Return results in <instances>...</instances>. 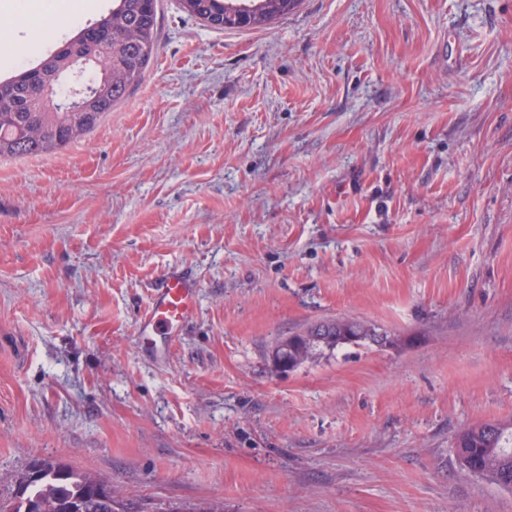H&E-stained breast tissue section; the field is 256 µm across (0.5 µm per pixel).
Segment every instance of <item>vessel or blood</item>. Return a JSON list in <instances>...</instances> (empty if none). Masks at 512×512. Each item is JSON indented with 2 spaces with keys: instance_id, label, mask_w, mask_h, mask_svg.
<instances>
[{
  "instance_id": "obj_1",
  "label": "vessel or blood",
  "mask_w": 512,
  "mask_h": 512,
  "mask_svg": "<svg viewBox=\"0 0 512 512\" xmlns=\"http://www.w3.org/2000/svg\"><path fill=\"white\" fill-rule=\"evenodd\" d=\"M196 305L195 281L181 270H167L153 289L150 305L140 319V331L147 336H174Z\"/></svg>"
}]
</instances>
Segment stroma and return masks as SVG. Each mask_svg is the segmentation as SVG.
I'll return each instance as SVG.
<instances>
[{
  "label": "stroma",
  "instance_id": "obj_1",
  "mask_svg": "<svg viewBox=\"0 0 512 512\" xmlns=\"http://www.w3.org/2000/svg\"><path fill=\"white\" fill-rule=\"evenodd\" d=\"M196 311L150 353L168 269ZM351 318L399 338L279 372ZM512 418V0H300L216 31L160 0L142 82L0 160V499L36 459L141 512H512L460 469ZM347 320L322 321L311 325L294 336H289L282 340L273 351L272 358L274 364L281 369H293L309 360L317 358L324 354L325 351H334L343 344L354 343L358 345L362 342H367L379 346L378 342L369 337L349 339L343 336H388L387 333H380L374 326L367 323L365 324L367 326L366 330L359 334V331L352 329ZM330 336L335 337L331 338ZM397 341L398 339H396L395 343L394 339L390 337L388 345L383 346H394L397 344Z\"/></svg>",
  "mask_w": 512,
  "mask_h": 512
}]
</instances>
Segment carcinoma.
Listing matches in <instances>:
<instances>
[{"label": "carcinoma", "mask_w": 512, "mask_h": 512, "mask_svg": "<svg viewBox=\"0 0 512 512\" xmlns=\"http://www.w3.org/2000/svg\"><path fill=\"white\" fill-rule=\"evenodd\" d=\"M299 0H180L183 12L214 30L261 28L290 13ZM158 0H112V10L77 32L53 60L0 80V159L50 152L80 140L121 104L143 79L156 48ZM98 51L99 79L89 90L67 96L70 112L42 103L44 85L58 86L72 73L73 63L91 49ZM380 332L367 325L352 329L345 319L311 325L282 340L274 349V364L293 369L343 344L372 342ZM501 430L486 431L485 423L462 426L455 450L463 470L504 489H512V418L498 421ZM37 481L22 477L13 501L0 512H132L116 500L119 491L90 473L41 462Z\"/></svg>", "instance_id": "carcinoma-1"}]
</instances>
